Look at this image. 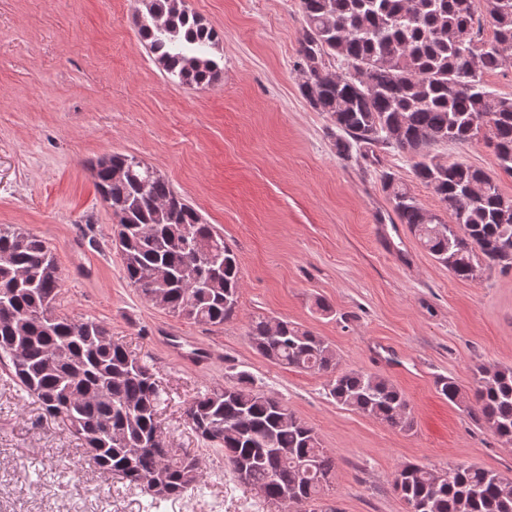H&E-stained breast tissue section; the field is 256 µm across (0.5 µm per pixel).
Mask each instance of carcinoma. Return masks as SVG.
<instances>
[{"label": "carcinoma", "instance_id": "cac0c4a2", "mask_svg": "<svg viewBox=\"0 0 512 512\" xmlns=\"http://www.w3.org/2000/svg\"><path fill=\"white\" fill-rule=\"evenodd\" d=\"M135 26L163 71L182 85L207 87L222 73L211 50L218 31L175 0H141ZM306 27L295 68L302 97L336 128V154L381 146L413 159L417 179L432 187L443 219L422 207L410 189L384 173V188L402 224L454 276L512 269V197L481 169L443 163L440 143L482 144L512 173V98L491 91L484 77L512 51V0H299ZM494 30L483 38V26ZM347 64L348 78L331 61ZM102 200L119 224L123 271L143 297L161 296L169 314L191 323L222 325L239 306L236 253L169 180L134 155L112 154L91 164ZM488 190L472 200L469 186ZM194 237L214 240L224 272L208 276L207 256L188 248ZM63 279L39 237L0 224V371L36 397L44 415L95 449L99 469L148 489L159 473L155 500L176 499L204 482L202 461L168 444L152 446L168 393L153 360L138 356L94 317L57 312ZM247 335L269 362L328 377L336 405L401 432L414 429L407 396L386 378L337 372L335 350L287 321L269 333V319L252 317ZM450 402L503 443L512 444V367H480L472 396L448 380ZM205 442L224 449L242 484L257 488L268 512H312L336 476L333 452L272 391L243 373L237 383L200 390L184 411ZM393 489L424 512H512V480L477 465L446 472L408 463Z\"/></svg>", "mask_w": 512, "mask_h": 512}]
</instances>
